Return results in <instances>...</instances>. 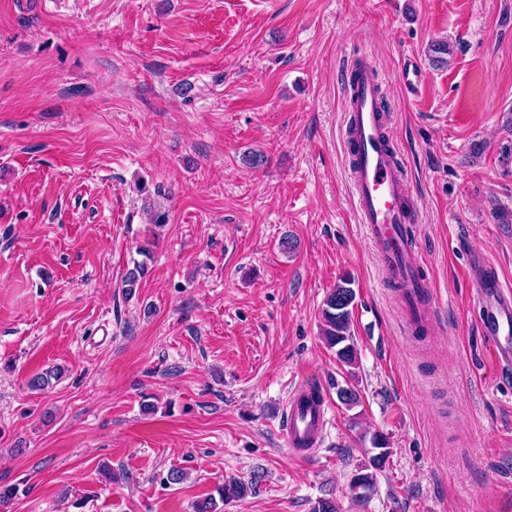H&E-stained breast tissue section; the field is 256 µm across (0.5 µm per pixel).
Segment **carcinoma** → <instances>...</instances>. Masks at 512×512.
I'll return each instance as SVG.
<instances>
[{
    "instance_id": "obj_1",
    "label": "carcinoma",
    "mask_w": 512,
    "mask_h": 512,
    "mask_svg": "<svg viewBox=\"0 0 512 512\" xmlns=\"http://www.w3.org/2000/svg\"><path fill=\"white\" fill-rule=\"evenodd\" d=\"M145 273V265L139 262L128 270L123 281L126 295L132 294ZM355 297L356 293L352 288L351 279L343 278L327 295L322 309L324 321L322 334L328 346L336 349V358L339 363L349 367L356 364L357 357L356 344L350 331ZM56 378H58V373L52 370L36 373L30 378L29 386L34 390H45L52 385V380ZM371 444L368 461L355 470L348 483L351 498L361 504L368 502L373 496L376 490L377 473L386 467L391 454L389 441L385 436L373 435ZM259 479L260 476L257 475L253 480L245 483L231 477L217 487V492L223 501H239L248 496L253 486L258 484Z\"/></svg>"
}]
</instances>
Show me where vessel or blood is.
Instances as JSON below:
<instances>
[{
	"label": "vessel or blood",
	"instance_id": "b4317fda",
	"mask_svg": "<svg viewBox=\"0 0 512 512\" xmlns=\"http://www.w3.org/2000/svg\"><path fill=\"white\" fill-rule=\"evenodd\" d=\"M389 115L381 100L379 73L367 58L356 60L347 85L345 148L350 156L349 183L355 213L386 278L397 289L403 321L416 331L432 321L435 295L423 278L421 256L408 230L419 210L408 177L385 137ZM466 275L476 284L478 325L492 358L512 367V292L481 253H473ZM310 384H301L288 403L284 435L289 445L320 440L325 408L306 399Z\"/></svg>",
	"mask_w": 512,
	"mask_h": 512
}]
</instances>
